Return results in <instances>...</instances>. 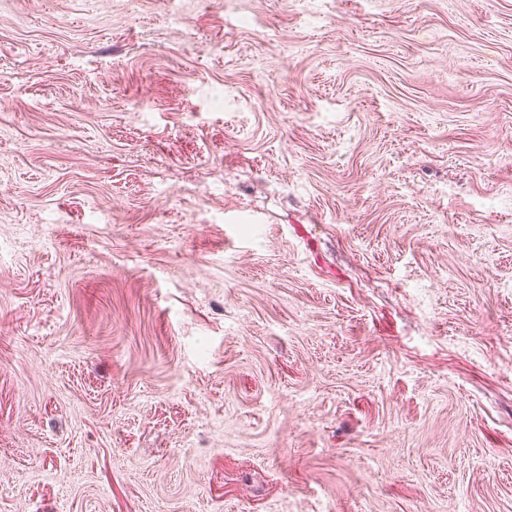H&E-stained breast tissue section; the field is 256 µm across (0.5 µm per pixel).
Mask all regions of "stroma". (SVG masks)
<instances>
[{
	"label": "stroma",
	"instance_id": "obj_1",
	"mask_svg": "<svg viewBox=\"0 0 512 512\" xmlns=\"http://www.w3.org/2000/svg\"><path fill=\"white\" fill-rule=\"evenodd\" d=\"M0 512H512V0H0Z\"/></svg>",
	"mask_w": 512,
	"mask_h": 512
}]
</instances>
